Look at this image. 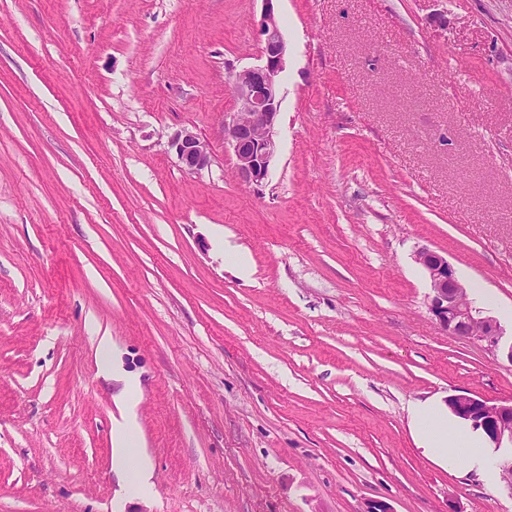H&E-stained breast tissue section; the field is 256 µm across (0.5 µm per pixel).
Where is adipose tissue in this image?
<instances>
[{"mask_svg": "<svg viewBox=\"0 0 512 512\" xmlns=\"http://www.w3.org/2000/svg\"><path fill=\"white\" fill-rule=\"evenodd\" d=\"M123 407L122 420L112 435L114 459L118 469L128 478V492L143 496L151 488V471L134 443L137 430L135 406L127 401ZM410 417L427 454L449 463L463 459L468 471L492 480L496 462L479 431L462 424L456 432H449L448 413L444 406L435 402L412 404Z\"/></svg>", "mask_w": 512, "mask_h": 512, "instance_id": "1", "label": "adipose tissue"}]
</instances>
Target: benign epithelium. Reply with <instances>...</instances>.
I'll list each match as a JSON object with an SVG mask.
<instances>
[{
	"instance_id": "7a95c632",
	"label": "benign epithelium",
	"mask_w": 512,
	"mask_h": 512,
	"mask_svg": "<svg viewBox=\"0 0 512 512\" xmlns=\"http://www.w3.org/2000/svg\"><path fill=\"white\" fill-rule=\"evenodd\" d=\"M260 27L262 63L232 73L231 92L235 110L224 114V144L235 158L240 182L262 185L277 151L280 116L279 79L285 67L287 46L275 14V0H263ZM184 170L199 174L211 167L212 155L199 135L189 128L170 138ZM415 261L426 271L430 293L426 306L438 325L451 336L474 339L512 364V342L503 341L500 323L475 306L467 288L459 281L448 259L437 251L421 248ZM448 408L458 419L482 432L500 453V478L512 496V401H490L477 395L448 396Z\"/></svg>"
}]
</instances>
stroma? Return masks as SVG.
Returning a JSON list of instances; mask_svg holds the SVG:
<instances>
[{
	"instance_id": "stroma-1",
	"label": "stroma",
	"mask_w": 512,
	"mask_h": 512,
	"mask_svg": "<svg viewBox=\"0 0 512 512\" xmlns=\"http://www.w3.org/2000/svg\"><path fill=\"white\" fill-rule=\"evenodd\" d=\"M275 10L255 188L222 121L262 0H0V512H512L408 415L512 400V363L439 328L414 259L443 254L512 336V0ZM184 127L202 173L169 146ZM123 393L141 497L112 465ZM169 143L184 170L199 174L211 167L212 155L206 144L192 129L184 127L176 131Z\"/></svg>"
}]
</instances>
